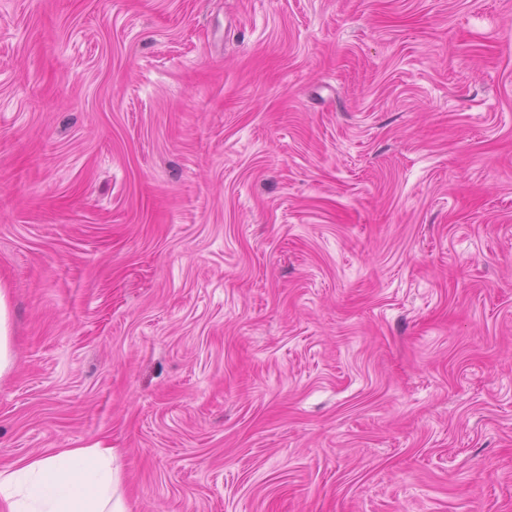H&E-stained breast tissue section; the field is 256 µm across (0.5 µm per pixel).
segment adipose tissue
I'll list each match as a JSON object with an SVG mask.
<instances>
[{"instance_id":"ef3b65f1","label":"adipose tissue","mask_w":512,"mask_h":512,"mask_svg":"<svg viewBox=\"0 0 512 512\" xmlns=\"http://www.w3.org/2000/svg\"><path fill=\"white\" fill-rule=\"evenodd\" d=\"M113 460L98 444L19 459L0 468V512H127Z\"/></svg>"}]
</instances>
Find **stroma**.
Returning <instances> with one entry per match:
<instances>
[{"instance_id":"obj_1","label":"stroma","mask_w":512,"mask_h":512,"mask_svg":"<svg viewBox=\"0 0 512 512\" xmlns=\"http://www.w3.org/2000/svg\"><path fill=\"white\" fill-rule=\"evenodd\" d=\"M0 289V467L512 512V0H0ZM13 364V352L10 343L9 312L6 295L0 289V377L7 374Z\"/></svg>"}]
</instances>
